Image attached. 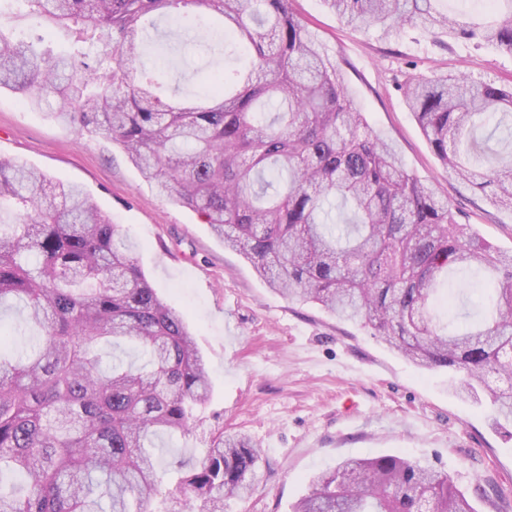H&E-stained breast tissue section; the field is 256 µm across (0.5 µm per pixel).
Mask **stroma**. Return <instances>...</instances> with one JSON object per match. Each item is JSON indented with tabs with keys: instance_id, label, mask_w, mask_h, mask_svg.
Here are the masks:
<instances>
[{
	"instance_id": "obj_1",
	"label": "stroma",
	"mask_w": 512,
	"mask_h": 512,
	"mask_svg": "<svg viewBox=\"0 0 512 512\" xmlns=\"http://www.w3.org/2000/svg\"><path fill=\"white\" fill-rule=\"evenodd\" d=\"M294 9L341 66L369 128L448 199L460 223L511 255L512 211L448 173L403 86L457 71L512 86V57L419 26L391 35L349 26L324 0H294ZM0 30L36 33L39 51L69 45L65 30L33 14L11 15ZM198 42L157 19L143 62L164 65L168 92L192 96L211 72ZM47 110L1 90L0 156L87 191L135 244L149 281L183 313L206 360L211 390L193 434L152 440L162 464L195 465L221 428L262 451L258 482L245 497H225L224 512H291L312 475L385 454L432 464L466 491L482 484L487 496L475 501L477 512H512V424L495 425L487 405L456 396L446 373L418 370L359 325L274 292L196 212L156 194L108 137H77Z\"/></svg>"
}]
</instances>
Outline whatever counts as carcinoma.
<instances>
[{
    "instance_id": "1",
    "label": "carcinoma",
    "mask_w": 512,
    "mask_h": 512,
    "mask_svg": "<svg viewBox=\"0 0 512 512\" xmlns=\"http://www.w3.org/2000/svg\"><path fill=\"white\" fill-rule=\"evenodd\" d=\"M69 28L67 54L0 31V90L52 96L51 119L105 134L158 192L241 251L269 286L359 324L422 370H446L466 396L512 419V257L479 240L448 199L409 172L369 129L339 64L294 0H25ZM345 23L407 25L491 44L512 56V0L475 22L440 0H325ZM222 19L242 68L218 69L192 102L161 97L138 63L146 18ZM405 102L448 171L512 208V157L478 128L512 115V87L463 72L410 79ZM0 512H147L161 495L151 437L190 435L209 397L203 355L184 316L149 283L118 226L80 188L0 157ZM481 272L480 318L434 306L445 276ZM28 345L3 355L8 336ZM126 341L145 363L112 360ZM509 382L489 384L491 375ZM261 450L212 434L162 512H224L247 494ZM293 512H475L448 473L401 455L344 460L308 482Z\"/></svg>"
}]
</instances>
